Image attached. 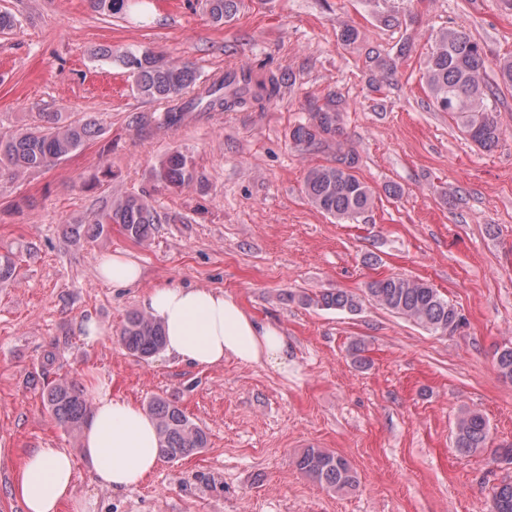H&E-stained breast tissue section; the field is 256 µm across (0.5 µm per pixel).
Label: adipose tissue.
I'll list each match as a JSON object with an SVG mask.
<instances>
[{
    "label": "adipose tissue",
    "instance_id": "adipose-tissue-1",
    "mask_svg": "<svg viewBox=\"0 0 512 512\" xmlns=\"http://www.w3.org/2000/svg\"><path fill=\"white\" fill-rule=\"evenodd\" d=\"M142 306L162 325L168 354L183 362L200 367L232 358L283 375L292 367L281 328L259 321L224 290L159 286L144 295ZM94 391L82 445L95 481L115 493L137 487L160 462L156 422L107 386ZM74 475L70 452L47 445L25 456L12 491L24 512H95L93 501L75 497Z\"/></svg>",
    "mask_w": 512,
    "mask_h": 512
}]
</instances>
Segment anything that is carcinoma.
Returning a JSON list of instances; mask_svg holds the SVG:
<instances>
[{
  "instance_id": "cac0c4a2",
  "label": "carcinoma",
  "mask_w": 512,
  "mask_h": 512,
  "mask_svg": "<svg viewBox=\"0 0 512 512\" xmlns=\"http://www.w3.org/2000/svg\"><path fill=\"white\" fill-rule=\"evenodd\" d=\"M92 8L105 16H122L138 8L145 0H90ZM210 20L217 24L235 15L239 0H204ZM100 55L120 63L132 81V90L146 100H164L171 106L162 114V124L180 126L189 112H224L253 103L268 102L281 93V82L273 75L256 85L250 78L233 80L227 74L208 87L197 82L194 68L187 63H175L149 47L124 49L112 53L104 48ZM487 59L481 44L465 29L440 33L427 60L425 85L435 107L448 112L459 121L462 131L476 145L490 150L502 136L489 98L501 87L512 89V59L499 62L494 73L495 85L485 81ZM336 99L325 109L301 123L293 133L298 148L316 147L338 131ZM40 124L21 126L9 134L0 135V177H18L44 170L76 154L99 126L93 119L68 120L60 112H42ZM356 157L344 154L335 166L311 169L304 190L308 199L321 211L342 220H355L371 208L372 189L361 181L353 169ZM160 186L180 189L197 180L191 155L174 150L152 172ZM158 223L149 201L140 195L127 194L112 199L110 205L95 212L86 224H74L66 237L77 241L104 232L117 224L129 238L143 242ZM367 296L378 306L420 325L432 332L446 334L455 331L462 322L457 307L430 284L417 279L388 277L370 282ZM300 303L321 310L355 313L361 310V299L343 290L321 291L298 296ZM120 341L126 351L139 359L150 358L165 346L161 324L141 312L126 316L120 331ZM496 370L512 381V346L497 352ZM43 403L53 420L69 432H77L85 424L91 408L85 386L73 378H60L46 386ZM148 413L156 420L159 454L175 460L193 454L207 446L205 430L174 400L156 396L147 403ZM490 435L487 418L479 412H467L456 423L455 448L463 455H473L486 448ZM297 470L320 487L336 493H349L359 486L357 472L344 457L323 448H306L293 460ZM491 512H512V482L497 486L492 496Z\"/></svg>"
}]
</instances>
